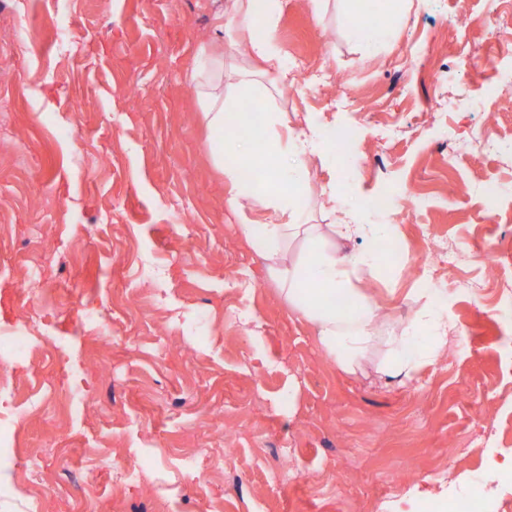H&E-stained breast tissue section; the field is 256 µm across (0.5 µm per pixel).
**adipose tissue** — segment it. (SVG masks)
Masks as SVG:
<instances>
[{"label": "adipose tissue", "instance_id": "ef3b65f1", "mask_svg": "<svg viewBox=\"0 0 512 512\" xmlns=\"http://www.w3.org/2000/svg\"><path fill=\"white\" fill-rule=\"evenodd\" d=\"M280 12V0H227L224 8L225 29L242 38L252 59L259 62L262 76L284 84L288 71L281 64L274 44V31ZM206 79L199 96L204 104L201 121L214 144V158L224 173L229 188L225 204L231 211H241L244 201L276 215L273 224L243 220L240 232L247 244L267 262V270L282 287L294 312L310 322L326 354L343 372L352 374L360 368L369 349L384 341L386 355L377 371L383 377L411 379L448 346L451 326L443 298L430 288L420 291V303L411 322L400 332L382 333L377 322V304L361 288V281L380 270L381 257L376 249L346 252L325 244V233L349 241L363 232L353 212H345L340 223L321 229L317 224L300 221L298 190L306 180L299 156L316 150L321 134L316 123L305 131L281 137L279 127L288 120L280 112H268L259 126L260 138L271 159V183L257 187L243 160L255 154L241 143L230 140L229 132L250 119L246 112L224 109V59L200 48ZM301 237L313 246L308 258L286 263V245Z\"/></svg>", "mask_w": 512, "mask_h": 512}]
</instances>
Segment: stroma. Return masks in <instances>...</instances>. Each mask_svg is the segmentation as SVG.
I'll return each instance as SVG.
<instances>
[{
  "instance_id": "stroma-1",
  "label": "stroma",
  "mask_w": 512,
  "mask_h": 512,
  "mask_svg": "<svg viewBox=\"0 0 512 512\" xmlns=\"http://www.w3.org/2000/svg\"><path fill=\"white\" fill-rule=\"evenodd\" d=\"M224 4L0 0V331L38 312L61 344L52 359L31 345L0 388L15 424L0 512H421L487 456L512 463V0H411L375 45L349 36L384 23L369 6L282 0L291 85L225 105L351 133L349 169L325 146L303 157L305 221L333 223L320 191L335 181L337 209L407 259L362 283L384 329L431 282L456 328L390 386L383 345L364 371L336 366L224 205L192 78L203 45L223 51L225 83L254 65L217 29ZM381 193L397 206L364 208ZM45 251L39 295L21 293Z\"/></svg>"
}]
</instances>
